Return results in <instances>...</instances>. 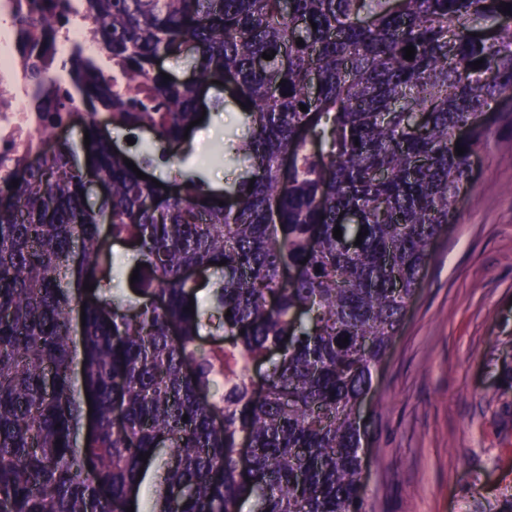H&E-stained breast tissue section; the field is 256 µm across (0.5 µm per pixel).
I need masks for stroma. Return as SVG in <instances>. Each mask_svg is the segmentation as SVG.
Returning a JSON list of instances; mask_svg holds the SVG:
<instances>
[{
	"label": "stroma",
	"mask_w": 512,
	"mask_h": 512,
	"mask_svg": "<svg viewBox=\"0 0 512 512\" xmlns=\"http://www.w3.org/2000/svg\"><path fill=\"white\" fill-rule=\"evenodd\" d=\"M238 120L211 113L191 134L204 154L181 168L232 181L221 153ZM491 130L373 377L366 512H512V101Z\"/></svg>",
	"instance_id": "obj_1"
}]
</instances>
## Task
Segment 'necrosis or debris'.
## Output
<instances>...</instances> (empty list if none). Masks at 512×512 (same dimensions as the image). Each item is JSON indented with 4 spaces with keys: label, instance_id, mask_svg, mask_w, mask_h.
Returning <instances> with one entry per match:
<instances>
[{
    "label": "necrosis or debris",
    "instance_id": "obj_1",
    "mask_svg": "<svg viewBox=\"0 0 512 512\" xmlns=\"http://www.w3.org/2000/svg\"><path fill=\"white\" fill-rule=\"evenodd\" d=\"M31 0H0V18L8 17V30L0 29V85L5 86V107H0V155L27 148H37L41 142L38 132L39 115L30 99L32 90L30 68L43 65L46 77L66 84L61 62L74 49L100 56V48L88 36L89 21L85 0H66L68 22L57 34L27 36L20 24L28 17Z\"/></svg>",
    "mask_w": 512,
    "mask_h": 512
}]
</instances>
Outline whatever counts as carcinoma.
I'll use <instances>...</instances> for the list:
<instances>
[{"mask_svg": "<svg viewBox=\"0 0 512 512\" xmlns=\"http://www.w3.org/2000/svg\"><path fill=\"white\" fill-rule=\"evenodd\" d=\"M504 3L87 0L111 75L80 52L64 61L85 165L63 145L0 169V512H121L141 456L162 447L149 512H241L250 497L255 512H365L358 402L472 182L488 116L512 98ZM34 7L45 31L66 21L56 0ZM182 54L193 80H164L159 61ZM32 74L47 136L75 112ZM215 80L224 97L208 102ZM230 102L238 179L215 192L175 168L152 183L154 145L181 149L190 122ZM103 113L117 135L151 134L135 162L147 178ZM135 269V299L107 291ZM206 322L220 337L208 348Z\"/></svg>", "mask_w": 512, "mask_h": 512, "instance_id": "cac0c4a2", "label": "carcinoma"}]
</instances>
